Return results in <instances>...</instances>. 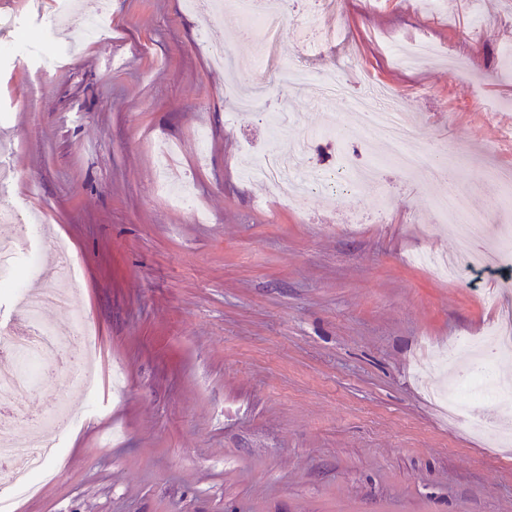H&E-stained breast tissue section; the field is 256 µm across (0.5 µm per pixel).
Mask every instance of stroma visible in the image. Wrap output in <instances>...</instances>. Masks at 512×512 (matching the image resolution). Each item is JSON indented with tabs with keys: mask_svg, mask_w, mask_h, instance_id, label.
<instances>
[{
	"mask_svg": "<svg viewBox=\"0 0 512 512\" xmlns=\"http://www.w3.org/2000/svg\"><path fill=\"white\" fill-rule=\"evenodd\" d=\"M55 0H0V155L22 221L41 228L19 254L23 290L0 288V317L46 275L49 239H66L82 276L60 332L93 328L98 386L64 401L85 416L61 435L62 459L17 512H512V447L492 448L451 419L425 384L438 352L492 319L499 276L457 281L412 263L457 240L435 200L456 185L483 209L512 169V0H285L288 25L262 46L235 19L186 0H84L80 21L45 31ZM338 29L305 47L308 19ZM428 36L460 63L399 68L392 44ZM221 47L235 65L217 67ZM261 60L260 72L249 63ZM334 76L364 108L389 91L425 142L450 146L434 177L381 166L377 183L319 189L289 206L241 170L276 145L265 115L224 106L254 75L297 123L336 127L309 163L351 174L382 145L343 101L314 108L316 85L279 87L291 63ZM194 209L159 191L160 157ZM72 361L27 388L40 414Z\"/></svg>",
	"mask_w": 512,
	"mask_h": 512,
	"instance_id": "obj_1",
	"label": "stroma"
}]
</instances>
